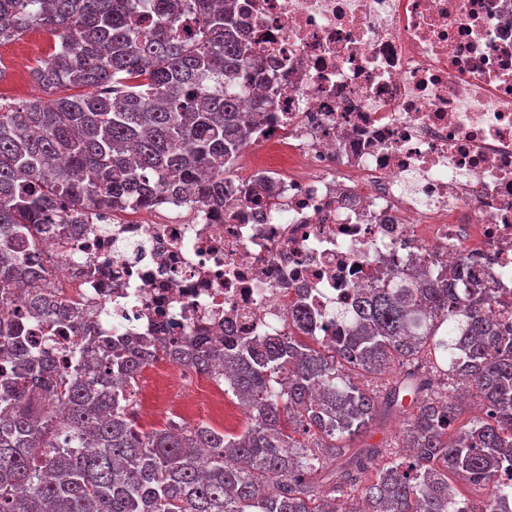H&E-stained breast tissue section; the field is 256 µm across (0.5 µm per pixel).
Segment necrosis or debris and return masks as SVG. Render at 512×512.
<instances>
[{"instance_id":"necrosis-or-debris-1","label":"necrosis or debris","mask_w":512,"mask_h":512,"mask_svg":"<svg viewBox=\"0 0 512 512\" xmlns=\"http://www.w3.org/2000/svg\"><path fill=\"white\" fill-rule=\"evenodd\" d=\"M242 6L275 79L242 104L271 101L262 155L225 175L222 207L162 193L135 221L53 225L21 252L52 296L102 336H277L297 305L332 336L357 290L462 261L512 328V0Z\"/></svg>"}]
</instances>
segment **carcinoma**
I'll return each instance as SVG.
<instances>
[{"instance_id":"cac0c4a2","label":"carcinoma","mask_w":512,"mask_h":512,"mask_svg":"<svg viewBox=\"0 0 512 512\" xmlns=\"http://www.w3.org/2000/svg\"><path fill=\"white\" fill-rule=\"evenodd\" d=\"M235 2L0 0V44L33 27L59 41L32 70L49 100L0 98V512H453L450 473L485 512H512L500 470L512 463V332L456 287L457 270L359 292L326 339L298 305L288 333L260 341H116L89 335L18 259L56 214L81 225L162 192L224 204V174L264 120L241 112L264 67L247 62ZM20 294L28 318L80 343L32 354ZM159 361L224 386L248 427L142 430L137 380ZM394 364L377 388L364 383ZM465 392L486 416L455 430ZM406 400L405 451L369 443Z\"/></svg>"}]
</instances>
